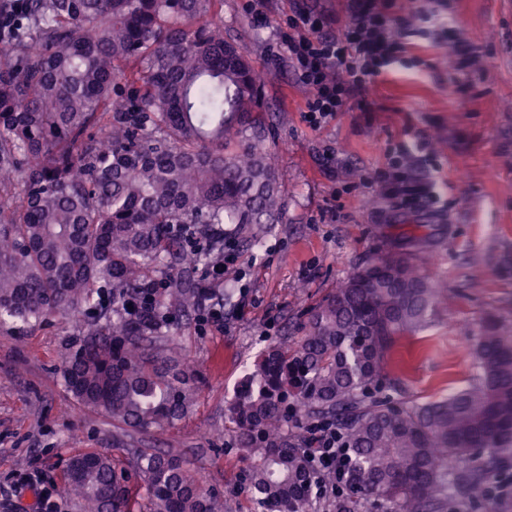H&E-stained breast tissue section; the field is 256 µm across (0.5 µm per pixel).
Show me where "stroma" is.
Instances as JSON below:
<instances>
[{"instance_id": "35a3bbf8", "label": "stroma", "mask_w": 512, "mask_h": 512, "mask_svg": "<svg viewBox=\"0 0 512 512\" xmlns=\"http://www.w3.org/2000/svg\"><path fill=\"white\" fill-rule=\"evenodd\" d=\"M327 21L347 20L346 0H264L254 17L248 0H224V33L235 39L261 78L265 148L275 156L286 194L282 223L251 251L226 249L223 273L207 286L234 290L221 321L195 309L170 333L179 358L202 380L188 415L174 427L136 433L67 392L63 367L80 336L71 318L49 316L28 332L0 327V512H81L65 498L62 462L94 448L121 457L158 448L184 458L224 512H254L226 411L256 356L271 346L296 348L309 310L349 271L380 252L424 240L414 258L446 285L429 326L399 339L371 397L424 404L464 387L475 369L466 338L492 317L512 329V0H421L438 9L448 32L474 38L479 72L444 66L448 42L413 18L417 35L368 96L321 127H309V91L280 43L296 4ZM439 134V199L412 212L371 187L386 151L416 133Z\"/></svg>"}]
</instances>
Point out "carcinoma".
Returning a JSON list of instances; mask_svg holds the SVG:
<instances>
[{"mask_svg": "<svg viewBox=\"0 0 512 512\" xmlns=\"http://www.w3.org/2000/svg\"><path fill=\"white\" fill-rule=\"evenodd\" d=\"M223 0H0V324L72 313L83 339L63 370L80 405L134 432L172 427L197 374L171 346L182 315L220 295L196 278L227 244L255 248L285 191L261 145L255 69ZM364 264L312 312L302 343L261 354L238 382L234 444L257 512H311L310 430H341L346 503L444 512L512 459V332L478 329L475 374L427 404L365 401L398 339L431 321L445 284L407 252ZM112 289V303L94 286ZM82 512H224L185 461L69 456ZM146 502L132 496L128 474Z\"/></svg>", "mask_w": 512, "mask_h": 512, "instance_id": "carcinoma-1", "label": "carcinoma"}]
</instances>
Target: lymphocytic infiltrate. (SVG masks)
<instances>
[{
	"mask_svg": "<svg viewBox=\"0 0 512 512\" xmlns=\"http://www.w3.org/2000/svg\"><path fill=\"white\" fill-rule=\"evenodd\" d=\"M324 27L322 15L299 6L287 32L280 35L299 82L311 92L305 119L313 128L364 95L405 49L404 17L397 0H348V21L340 32L327 35ZM413 157L410 144L398 143L375 182L400 208L418 211L435 202V180L433 174L412 166ZM313 437L317 443L311 451L313 468L341 472L346 451L334 431L321 426Z\"/></svg>",
	"mask_w": 512,
	"mask_h": 512,
	"instance_id": "f902f5d3",
	"label": "lymphocytic infiltrate"
}]
</instances>
